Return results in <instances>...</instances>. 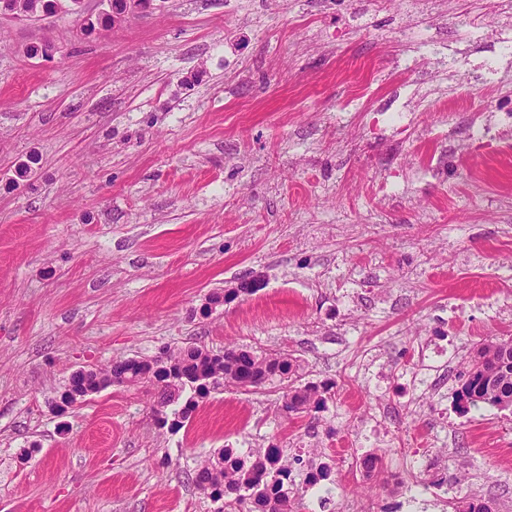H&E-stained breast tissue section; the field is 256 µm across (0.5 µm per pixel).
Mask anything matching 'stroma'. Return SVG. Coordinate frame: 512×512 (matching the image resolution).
Masks as SVG:
<instances>
[{
  "mask_svg": "<svg viewBox=\"0 0 512 512\" xmlns=\"http://www.w3.org/2000/svg\"><path fill=\"white\" fill-rule=\"evenodd\" d=\"M96 23L82 35L85 18ZM512 336V0H82L0 15V512H217L221 448L353 433L336 512L433 448L448 496L512 512V407L460 411ZM446 338L440 398L402 385ZM197 345L336 387H221L159 427L151 386L67 415L70 376Z\"/></svg>",
  "mask_w": 512,
  "mask_h": 512,
  "instance_id": "35a3bbf8",
  "label": "stroma"
}]
</instances>
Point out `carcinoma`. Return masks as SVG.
I'll use <instances>...</instances> for the list:
<instances>
[{
	"instance_id": "cac0c4a2",
	"label": "carcinoma",
	"mask_w": 512,
	"mask_h": 512,
	"mask_svg": "<svg viewBox=\"0 0 512 512\" xmlns=\"http://www.w3.org/2000/svg\"><path fill=\"white\" fill-rule=\"evenodd\" d=\"M18 15L46 13L55 0H0ZM150 379L158 400L153 412L161 425L173 410V424L190 420L199 400L221 387L256 389L267 382H286L282 409L301 414L325 407L336 383L302 381L300 365L288 354L256 355L248 350L226 348L212 356L198 347L167 352L152 360L115 361L104 369L85 370L71 375L61 396L84 398L112 384L138 385ZM459 379L457 400L467 409L479 404L506 409L512 407V338L490 340L474 347ZM283 452L275 445L263 454L221 448L200 465L195 483L215 501H224L218 512H300L303 503L282 491L279 476L288 471Z\"/></svg>"
}]
</instances>
